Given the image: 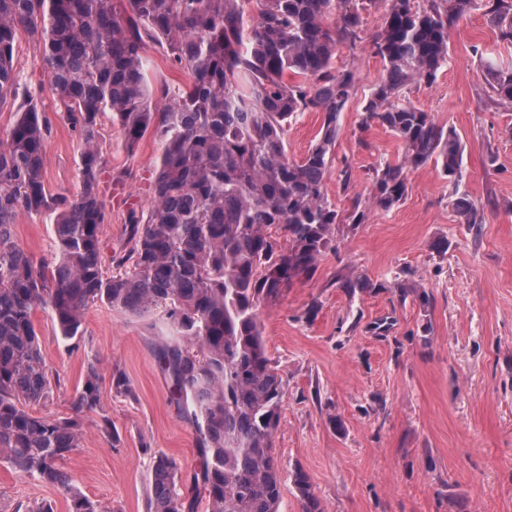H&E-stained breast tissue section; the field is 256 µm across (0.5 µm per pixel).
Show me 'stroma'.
<instances>
[{"label": "stroma", "instance_id": "1", "mask_svg": "<svg viewBox=\"0 0 512 512\" xmlns=\"http://www.w3.org/2000/svg\"><path fill=\"white\" fill-rule=\"evenodd\" d=\"M382 16L377 8L366 12L354 49L340 55L356 73L334 150L335 168L349 167L352 183L336 175L326 182L341 210L353 197L367 198L374 170L403 152L381 125L361 126L383 71L371 52ZM15 53L20 83L52 110L39 46L21 33ZM489 59L512 64V42L479 5L450 28L448 64L435 82L405 90L415 107L458 134V187L448 186L436 164L409 170L402 202L370 210L365 223L337 225L313 278L262 310L268 354L286 382L275 450L285 473L307 474L327 512H512V106L493 97ZM99 142L107 202L99 237L107 259L125 244L129 210L150 205L162 143L150 130L127 151L121 125L108 114ZM78 154L76 135L54 119L45 154L50 191H76ZM455 192L474 201L481 224L460 222L448 204ZM15 237L36 262H57L52 229L41 218L19 215ZM423 293L429 305H421ZM386 318L390 329H375ZM34 323L60 381L52 401L34 412L83 422L81 446L63 470L110 512H147L152 455L168 456L186 478L199 464L195 429L170 404L154 357L152 318L91 304L75 348L43 312ZM93 358L100 361V405L77 414L73 395ZM118 372L128 383L123 393L112 386ZM105 416L110 439L99 430ZM34 501L70 510L58 488L0 463V512Z\"/></svg>", "mask_w": 512, "mask_h": 512}]
</instances>
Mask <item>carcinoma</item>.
<instances>
[{"instance_id":"obj_1","label":"carcinoma","mask_w":512,"mask_h":512,"mask_svg":"<svg viewBox=\"0 0 512 512\" xmlns=\"http://www.w3.org/2000/svg\"><path fill=\"white\" fill-rule=\"evenodd\" d=\"M378 0H0V103L19 102L0 139V463L59 487L70 512H110L84 495L60 467L80 447L75 418L36 416L30 403L53 398L52 374L32 320L40 309L65 341L83 336L85 311L102 302L121 314L162 313L157 358L177 411L197 435L199 466L184 496L182 475L153 456L148 512H279L283 470L274 457L284 379L268 355L262 308L311 279L338 224H362L358 198L341 211L325 193L338 117L355 84L336 64L356 45L363 14ZM371 50L383 72L362 126L378 123L403 143L400 159L376 169L368 202L382 210L407 192V171L431 162L450 184L463 178L458 135L405 100L448 63V28L477 0H387ZM487 14L512 38V0ZM41 48L60 114L79 142L77 191L46 189L44 155L52 121L17 82L19 31ZM161 47L190 77L180 86L149 80L147 48ZM492 92L512 105V68L485 64ZM308 111L324 115L307 153L288 157V129ZM111 113L135 149L152 127L162 141L153 199L129 211L125 245L103 269L99 229L100 118ZM465 224L483 220L466 195L449 196ZM43 217L58 248L45 270L19 246L20 214ZM286 238L278 247L271 228ZM92 359L79 413L99 404ZM301 512H325L308 477L294 472Z\"/></svg>"}]
</instances>
